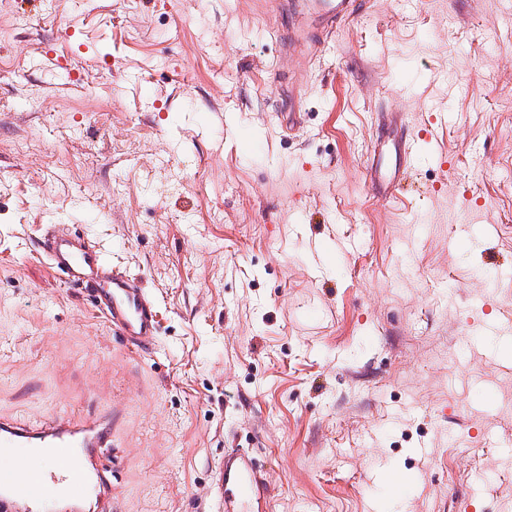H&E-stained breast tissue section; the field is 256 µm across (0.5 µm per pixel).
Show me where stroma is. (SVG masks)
Here are the masks:
<instances>
[{
    "label": "stroma",
    "instance_id": "obj_1",
    "mask_svg": "<svg viewBox=\"0 0 512 512\" xmlns=\"http://www.w3.org/2000/svg\"><path fill=\"white\" fill-rule=\"evenodd\" d=\"M293 2L0 0V416L113 411L115 512H217L233 449L259 512H506L512 0H365L314 45ZM50 224L156 297L149 350ZM412 141L400 140L392 143L390 162L393 172L383 174L381 179L371 178V188L377 192H383L385 195L393 196V191L398 189V174L400 170H404L409 166L412 155ZM214 495L222 508L218 512H254L248 508L267 498L268 486L250 455L233 450L216 467Z\"/></svg>",
    "mask_w": 512,
    "mask_h": 512
}]
</instances>
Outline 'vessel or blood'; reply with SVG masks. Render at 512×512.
Instances as JSON below:
<instances>
[{
    "instance_id": "b4317fda",
    "label": "vessel or blood",
    "mask_w": 512,
    "mask_h": 512,
    "mask_svg": "<svg viewBox=\"0 0 512 512\" xmlns=\"http://www.w3.org/2000/svg\"><path fill=\"white\" fill-rule=\"evenodd\" d=\"M412 143H392V171L372 179L374 191L392 195L397 174L410 164ZM44 249L52 267L73 283L85 286L114 334L140 350L157 336L155 302L123 272L114 270L100 245L73 228L48 232ZM112 442V417L73 420L54 415L38 427L0 417V512H112V481L102 461ZM40 457L44 468L20 476L16 458ZM214 495L221 512H249L268 496V486L249 454L227 452L215 470Z\"/></svg>"
}]
</instances>
